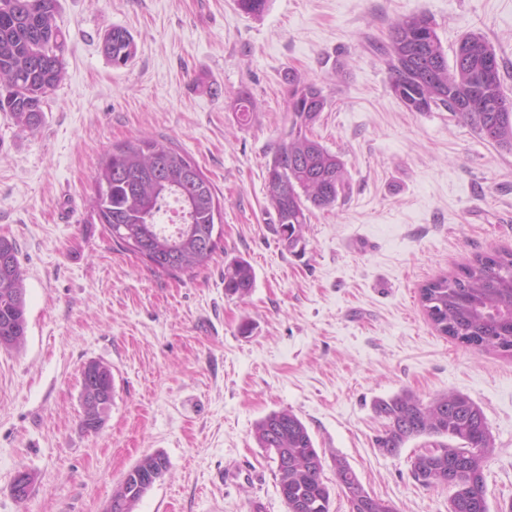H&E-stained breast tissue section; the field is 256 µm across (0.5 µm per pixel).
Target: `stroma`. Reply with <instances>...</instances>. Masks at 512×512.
Instances as JSON below:
<instances>
[{
    "label": "stroma",
    "instance_id": "35a3bbf8",
    "mask_svg": "<svg viewBox=\"0 0 512 512\" xmlns=\"http://www.w3.org/2000/svg\"><path fill=\"white\" fill-rule=\"evenodd\" d=\"M432 18L446 53L469 32L494 46L512 97V0H58L65 76L37 131L0 112V236L16 242L27 337L0 349V512H103L126 472L169 468L134 512H288L255 426L292 411L323 457L331 512H349L333 456L397 512H448L411 460L430 438L383 453L376 400L456 391L494 440L490 512H512V358L441 334L420 290L476 256L512 250V152L445 109L412 112L388 85L384 47L401 18ZM136 55L113 66L103 34ZM322 88L312 134L342 155L349 188L316 210L296 247L266 199L284 136L288 79ZM256 105L242 122L235 105ZM151 137L187 152L214 184L222 236L208 265L173 277L114 244L92 218L93 177L118 144ZM255 284L226 296L224 266ZM114 378L98 430L82 420L81 372ZM34 477L14 498L15 474ZM102 49L113 66H126L136 54L134 37L122 27H112L102 38Z\"/></svg>",
    "mask_w": 512,
    "mask_h": 512
}]
</instances>
